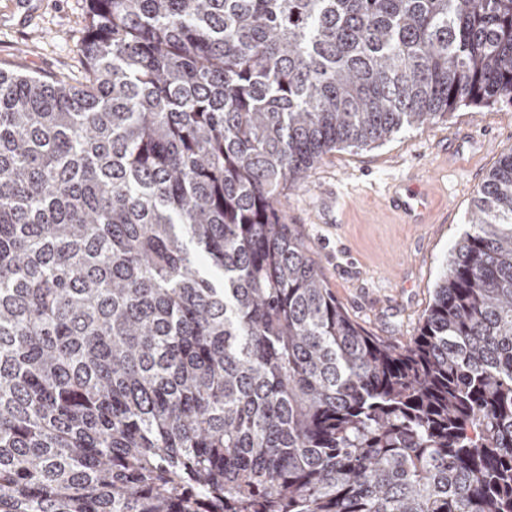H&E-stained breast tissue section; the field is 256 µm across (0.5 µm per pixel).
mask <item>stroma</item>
Returning <instances> with one entry per match:
<instances>
[{"label": "stroma", "instance_id": "1", "mask_svg": "<svg viewBox=\"0 0 512 512\" xmlns=\"http://www.w3.org/2000/svg\"><path fill=\"white\" fill-rule=\"evenodd\" d=\"M87 0H0V69L52 80L80 68ZM512 149V105L461 107L374 148L340 149L283 191L286 224L304 239L337 302L370 335L410 342L477 189ZM430 201L409 224L389 203L396 187Z\"/></svg>", "mask_w": 512, "mask_h": 512}]
</instances>
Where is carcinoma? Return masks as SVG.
Returning a JSON list of instances; mask_svg holds the SVG:
<instances>
[{"mask_svg": "<svg viewBox=\"0 0 512 512\" xmlns=\"http://www.w3.org/2000/svg\"><path fill=\"white\" fill-rule=\"evenodd\" d=\"M0 69V512H512V149L409 344L283 220L329 153L512 104V0H89Z\"/></svg>", "mask_w": 512, "mask_h": 512, "instance_id": "carcinoma-1", "label": "carcinoma"}]
</instances>
